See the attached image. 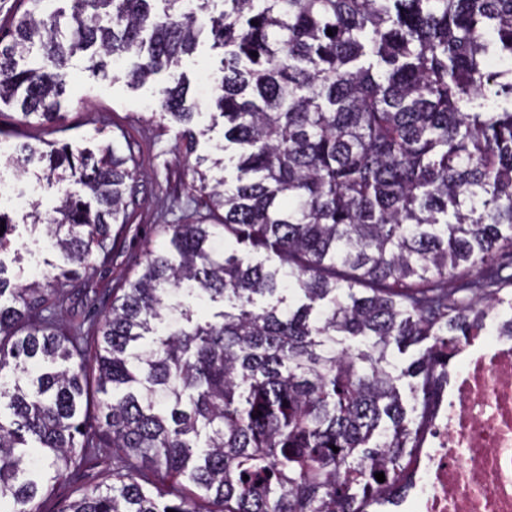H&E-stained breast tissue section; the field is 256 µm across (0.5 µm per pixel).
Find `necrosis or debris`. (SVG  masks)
Returning <instances> with one entry per match:
<instances>
[{
	"instance_id": "1",
	"label": "necrosis or debris",
	"mask_w": 512,
	"mask_h": 512,
	"mask_svg": "<svg viewBox=\"0 0 512 512\" xmlns=\"http://www.w3.org/2000/svg\"><path fill=\"white\" fill-rule=\"evenodd\" d=\"M429 411L409 457L355 497L352 512H512V336L481 310L471 335L437 355Z\"/></svg>"
}]
</instances>
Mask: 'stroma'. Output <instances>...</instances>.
<instances>
[{
	"label": "stroma",
	"mask_w": 512,
	"mask_h": 512,
	"mask_svg": "<svg viewBox=\"0 0 512 512\" xmlns=\"http://www.w3.org/2000/svg\"><path fill=\"white\" fill-rule=\"evenodd\" d=\"M222 57V50L212 48L208 38H201L196 51L183 56L177 68L161 71L136 89L127 85V62L112 63L108 78L102 79L90 75L82 57L72 59L61 98L63 120L56 140L94 153L113 142L118 147L131 148L142 171L141 206L111 264L98 276L97 288L112 287L131 275L143 257L144 242L161 245L158 224L183 222L194 216L197 194L190 188V162L179 148L181 127L168 120H154L151 114L157 108L158 90L170 84L172 77L183 78L189 96L200 110L192 123L193 130L200 134L197 153L215 155L224 144V120L217 117L214 107ZM4 112L0 126L17 128L18 135L0 136V210L7 212L15 224L13 244L0 253V265L11 282L28 284L42 279L51 265L60 261L43 230L32 228L27 217L30 204L38 200L43 207H50L63 189L14 161L16 143H37L43 132L35 125L15 127L14 107H5Z\"/></svg>",
	"instance_id": "obj_1"
}]
</instances>
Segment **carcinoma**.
I'll list each match as a JSON object with an SVG mask.
<instances>
[{"instance_id":"carcinoma-1","label":"carcinoma","mask_w":512,"mask_h":512,"mask_svg":"<svg viewBox=\"0 0 512 512\" xmlns=\"http://www.w3.org/2000/svg\"><path fill=\"white\" fill-rule=\"evenodd\" d=\"M48 2L20 0L0 38L19 124L61 118L79 52L97 77L130 61L138 87L206 31L224 177L195 158L196 218L160 225L171 250L146 246L102 321L63 324L127 233L140 165L20 145L90 198L32 204L56 273L13 285L0 266V512H43L97 448L108 481L57 512H346L413 448L437 345L512 288V0H72L65 30ZM158 100L190 157L197 103L181 80ZM425 341L394 374L391 348Z\"/></svg>"}]
</instances>
